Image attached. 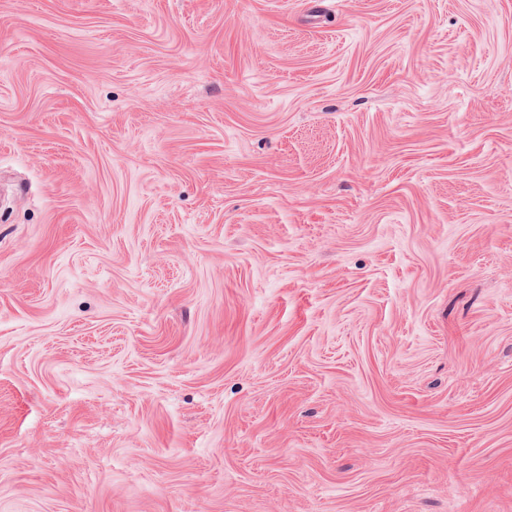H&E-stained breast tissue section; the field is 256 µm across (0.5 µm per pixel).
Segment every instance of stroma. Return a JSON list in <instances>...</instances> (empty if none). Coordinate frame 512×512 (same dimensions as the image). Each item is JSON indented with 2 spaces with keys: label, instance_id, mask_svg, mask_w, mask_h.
Returning a JSON list of instances; mask_svg holds the SVG:
<instances>
[{
  "label": "stroma",
  "instance_id": "35a3bbf8",
  "mask_svg": "<svg viewBox=\"0 0 512 512\" xmlns=\"http://www.w3.org/2000/svg\"><path fill=\"white\" fill-rule=\"evenodd\" d=\"M0 512H512V0H0Z\"/></svg>",
  "mask_w": 512,
  "mask_h": 512
}]
</instances>
